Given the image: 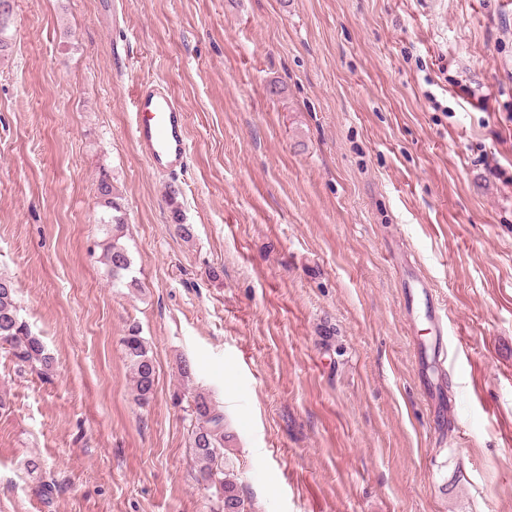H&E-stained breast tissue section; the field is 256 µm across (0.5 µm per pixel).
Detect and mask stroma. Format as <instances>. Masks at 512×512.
Returning a JSON list of instances; mask_svg holds the SVG:
<instances>
[{"instance_id": "1", "label": "stroma", "mask_w": 512, "mask_h": 512, "mask_svg": "<svg viewBox=\"0 0 512 512\" xmlns=\"http://www.w3.org/2000/svg\"><path fill=\"white\" fill-rule=\"evenodd\" d=\"M12 31L0 273L54 366L0 355V512H213L187 386L237 436L249 512H512V0H20ZM153 79L188 114L174 180L130 132ZM103 174L137 289L98 261ZM420 276L447 316L435 389ZM169 198V207L171 208L172 218L174 221V227L176 230V234L185 242H190L194 239L195 230L193 225L183 224L180 220V211L177 206V196L179 195V190L175 187H171L167 192ZM122 350L131 372L136 401L147 404L155 392L156 368L146 342L135 329L122 338ZM27 471L32 475L36 474V478L38 477L37 491L40 497L47 502L52 500L57 492V485L53 479L44 476L40 460L36 458L29 459L27 461Z\"/></svg>"}]
</instances>
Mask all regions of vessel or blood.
<instances>
[{
  "mask_svg": "<svg viewBox=\"0 0 512 512\" xmlns=\"http://www.w3.org/2000/svg\"><path fill=\"white\" fill-rule=\"evenodd\" d=\"M132 135L152 170L174 177L187 166L188 115L169 88L159 82L142 84L132 101Z\"/></svg>",
  "mask_w": 512,
  "mask_h": 512,
  "instance_id": "vessel-or-blood-1",
  "label": "vessel or blood"
}]
</instances>
